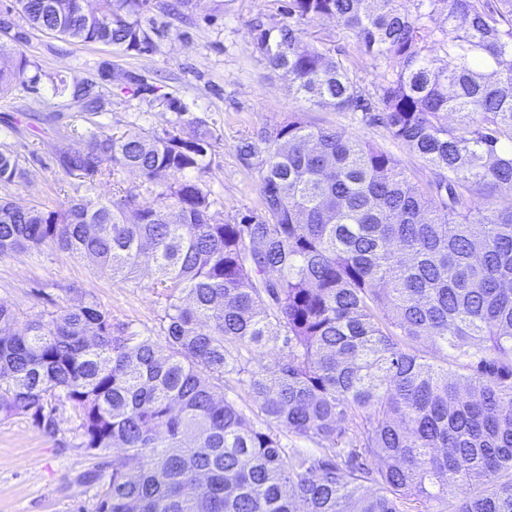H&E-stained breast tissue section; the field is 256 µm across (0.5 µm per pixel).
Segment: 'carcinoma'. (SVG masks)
<instances>
[{
  "mask_svg": "<svg viewBox=\"0 0 512 512\" xmlns=\"http://www.w3.org/2000/svg\"><path fill=\"white\" fill-rule=\"evenodd\" d=\"M102 2L5 10L0 96L42 77L7 40L21 21L82 45L153 47L149 0ZM413 4L284 0V22L254 26L252 52L304 100L381 128L430 170L424 184L377 144L294 116L241 141L261 155L259 200L224 219L185 177L209 167L214 132L172 101L161 134L91 130L56 154L91 185L135 171L153 200L0 199V256L50 248L120 283L153 263L162 342L94 301L22 331L0 304V421L49 432L54 402L70 403L81 447L112 455L95 512H512V0ZM438 11L447 25H432ZM317 17L382 70L373 90L349 56L308 43ZM48 79L67 107L107 111L101 83ZM24 176L1 148L0 184ZM230 381L260 420L224 397Z\"/></svg>",
  "mask_w": 512,
  "mask_h": 512,
  "instance_id": "obj_1",
  "label": "carcinoma"
}]
</instances>
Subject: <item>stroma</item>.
I'll return each mask as SVG.
<instances>
[{
  "mask_svg": "<svg viewBox=\"0 0 512 512\" xmlns=\"http://www.w3.org/2000/svg\"><path fill=\"white\" fill-rule=\"evenodd\" d=\"M169 2L150 0L142 15L144 27L157 31V48L149 54L77 45L25 26L18 48L43 71L69 82L103 81L112 97L97 121L106 132L135 127L162 132L176 118L167 99L185 105L189 116L216 135L209 168L191 178L210 191L214 210L227 216L254 207L258 199V160L239 154L240 140L258 137L294 112L303 113L311 124L332 125L377 143L412 178L430 179V171L381 129L365 126L350 113L302 101L286 77L253 55V24L279 22L276 0H193L180 16L166 11ZM127 71L143 76L154 94L126 92L122 75ZM7 125L18 129L5 142L26 177L0 186V197L51 206L89 191L55 161L59 147H82L88 119L61 106L47 82L32 89L17 87L0 98V129ZM129 191L145 200L152 197L140 176L129 170L102 179L89 192L116 200ZM150 281L151 272L145 269L137 280L116 283L91 260L50 249L0 257V303L17 310L24 321L93 300L114 321L148 336L157 330L162 314ZM81 442L78 414L67 403L58 404L49 433L25 417L0 422V512H94L95 489L88 478L107 476L110 468L106 459L89 456Z\"/></svg>",
  "mask_w": 512,
  "mask_h": 512,
  "instance_id": "35a3bbf8",
  "label": "stroma"
}]
</instances>
